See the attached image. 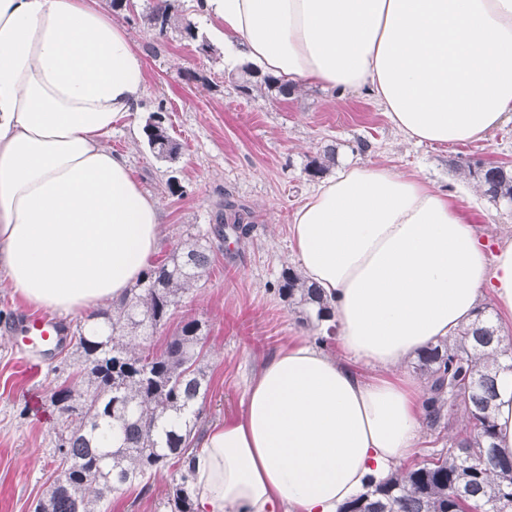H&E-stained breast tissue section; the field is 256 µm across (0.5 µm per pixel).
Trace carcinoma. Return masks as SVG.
<instances>
[{
    "mask_svg": "<svg viewBox=\"0 0 512 512\" xmlns=\"http://www.w3.org/2000/svg\"><path fill=\"white\" fill-rule=\"evenodd\" d=\"M171 19L169 0L146 16L161 35ZM144 134L157 157L177 155L178 144L159 116L149 117ZM467 169L492 201L512 202V167L478 161ZM244 221L238 211L219 217L209 234L224 239L227 223L244 232ZM208 266L205 238L184 244L138 279L113 310H100L90 316L92 323L76 326L71 339L82 358L80 377L87 389L62 386L54 394V402L69 407L60 415L66 435L55 450V469L65 479L52 481L33 512H100L111 493L133 481L148 482L175 464L179 474L165 507L195 512L184 462L200 416L196 405L209 390L200 323L185 322L161 350L150 338ZM277 287L301 314L300 321L318 332V344L334 338L336 326L323 327L332 310L319 288L291 268L283 270ZM496 333L480 310L453 338L419 353L427 380V425L451 426L462 407L469 435L428 463L370 482L339 512H512V460L496 453L492 416L499 374L512 373V352L499 351Z\"/></svg>",
    "mask_w": 512,
    "mask_h": 512,
    "instance_id": "carcinoma-1",
    "label": "carcinoma"
}]
</instances>
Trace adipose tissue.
<instances>
[{"mask_svg": "<svg viewBox=\"0 0 512 512\" xmlns=\"http://www.w3.org/2000/svg\"><path fill=\"white\" fill-rule=\"evenodd\" d=\"M199 7L259 73L367 94L406 140L475 143L512 119V0ZM144 93L141 54L97 0H0V269L25 304L87 315L148 268L158 207L103 142ZM290 231L340 353L296 337L263 364L189 455L196 512H338L421 437L424 389L400 366L484 295L512 318V240L489 247L416 175L345 163Z\"/></svg>", "mask_w": 512, "mask_h": 512, "instance_id": "obj_1", "label": "adipose tissue"}]
</instances>
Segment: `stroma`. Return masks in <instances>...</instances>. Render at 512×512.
Masks as SVG:
<instances>
[{
    "label": "stroma",
    "mask_w": 512,
    "mask_h": 512,
    "mask_svg": "<svg viewBox=\"0 0 512 512\" xmlns=\"http://www.w3.org/2000/svg\"><path fill=\"white\" fill-rule=\"evenodd\" d=\"M157 0H133L116 9L100 0L102 10L127 32L145 63L146 92L131 124H117L105 145L126 154L132 175L157 203L161 240L157 258L202 235L224 211L225 200L248 212L247 233L228 232L213 241L212 264L185 292L160 336L181 322L202 325L209 391L202 404L198 437L217 421L242 409L248 378L279 347L309 335L297 313L280 297L276 283L295 267L290 224L297 207L316 185L306 165L336 151L326 173L352 159L367 166L386 165L411 173L448 192L480 234L512 236V204H464L461 189L473 186L463 164L502 162L512 166V123L484 141L448 147L407 142L367 95L336 97L329 90L304 87L283 96L259 79L249 92L238 88L242 72L224 65L219 25L200 15L194 0H175V26L158 34L144 21ZM190 20L211 45L200 54L179 21ZM161 115L180 144L173 160L156 157L132 125ZM0 275V512H32L52 481V456L61 432L53 393L78 366L74 347L38 363L17 338L18 325L31 314ZM173 473L164 471L148 486L112 494L107 512H166L164 503Z\"/></svg>",
    "instance_id": "obj_1"
}]
</instances>
